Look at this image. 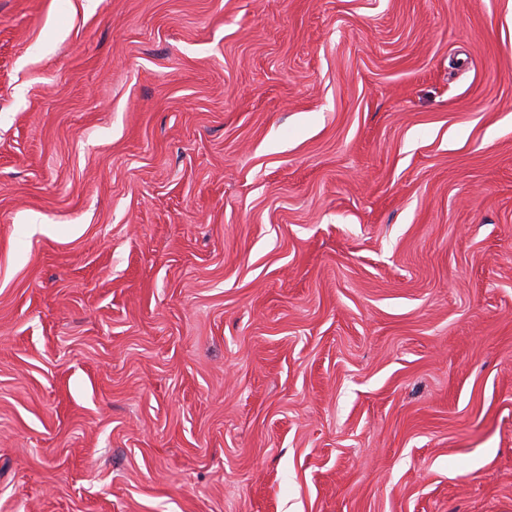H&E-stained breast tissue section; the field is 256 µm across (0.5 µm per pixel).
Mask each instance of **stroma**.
Returning a JSON list of instances; mask_svg holds the SVG:
<instances>
[{
	"mask_svg": "<svg viewBox=\"0 0 512 512\" xmlns=\"http://www.w3.org/2000/svg\"><path fill=\"white\" fill-rule=\"evenodd\" d=\"M0 512H512V0H0Z\"/></svg>",
	"mask_w": 512,
	"mask_h": 512,
	"instance_id": "obj_1",
	"label": "stroma"
}]
</instances>
